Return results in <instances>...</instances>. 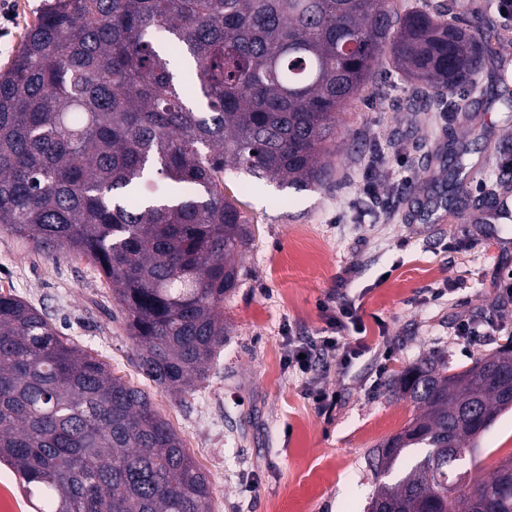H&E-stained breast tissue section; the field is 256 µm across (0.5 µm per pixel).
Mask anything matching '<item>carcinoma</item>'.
I'll list each match as a JSON object with an SVG mask.
<instances>
[{"mask_svg":"<svg viewBox=\"0 0 512 512\" xmlns=\"http://www.w3.org/2000/svg\"><path fill=\"white\" fill-rule=\"evenodd\" d=\"M415 93L450 97L491 53L476 25L390 0H49L0 71V227L112 282L139 365L190 394L224 348V298L252 238L224 170L323 186L337 114L382 53ZM198 101L188 98L184 76ZM419 410L373 451L367 512H512V460L467 481L474 443L512 408V345L392 382ZM0 462L42 512H211L210 485L147 397L0 294Z\"/></svg>","mask_w":512,"mask_h":512,"instance_id":"1","label":"carcinoma"}]
</instances>
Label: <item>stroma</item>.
Here are the masks:
<instances>
[{"label": "stroma", "instance_id": "1", "mask_svg": "<svg viewBox=\"0 0 512 512\" xmlns=\"http://www.w3.org/2000/svg\"><path fill=\"white\" fill-rule=\"evenodd\" d=\"M44 0H11L0 37L7 66ZM495 27L493 55L475 85L458 92L476 131L448 122L436 97L412 98V84L382 62L379 86L365 88L338 115L336 147L323 188L288 189L252 182L226 169L224 192L236 198L254 241L242 253V276L224 301L228 330L208 378L177 395L144 375L138 347L112 285L90 259L49 256L0 229V293L46 314L72 345L145 393L207 475L211 512H348L367 508L379 481L370 451L413 418L409 399L390 380L438 356L460 369L512 341V303L497 301L501 267H512V218L490 217L489 197L512 195V17L497 0H479ZM458 150L445 152L448 141ZM382 164L370 168L372 155ZM469 177L458 203H446L458 164ZM378 195L362 190L366 176ZM450 291L432 300L441 285ZM353 298L367 351L348 369L335 360L302 378L285 363L289 341L316 340L327 327L324 303ZM487 316L492 327L471 343L457 335L462 316ZM335 394L320 411L310 388ZM512 458V412L503 413L465 460L470 477L489 480Z\"/></svg>", "mask_w": 512, "mask_h": 512}]
</instances>
